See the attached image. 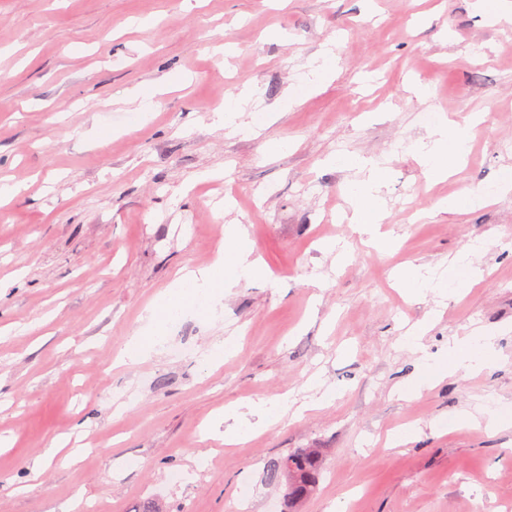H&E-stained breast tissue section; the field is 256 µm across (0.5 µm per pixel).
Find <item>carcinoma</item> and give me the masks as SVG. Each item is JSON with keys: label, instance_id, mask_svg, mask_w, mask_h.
Instances as JSON below:
<instances>
[{"label": "carcinoma", "instance_id": "obj_1", "mask_svg": "<svg viewBox=\"0 0 512 512\" xmlns=\"http://www.w3.org/2000/svg\"><path fill=\"white\" fill-rule=\"evenodd\" d=\"M322 458L316 448H304L265 462V477L285 487L288 512L316 490Z\"/></svg>", "mask_w": 512, "mask_h": 512}]
</instances>
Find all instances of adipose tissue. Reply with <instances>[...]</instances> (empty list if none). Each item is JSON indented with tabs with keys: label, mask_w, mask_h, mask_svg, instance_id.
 <instances>
[{
	"label": "adipose tissue",
	"mask_w": 512,
	"mask_h": 512,
	"mask_svg": "<svg viewBox=\"0 0 512 512\" xmlns=\"http://www.w3.org/2000/svg\"><path fill=\"white\" fill-rule=\"evenodd\" d=\"M468 142L467 127L450 125L448 118L443 116L434 126L430 140L415 142L414 149L429 176L443 179L456 173L465 160L469 152ZM340 163L347 168L366 172V179L355 183L350 192V221L360 233L367 236L372 248L386 250L390 240L379 231L386 218L380 196V186L385 179L384 167L356 155L343 157ZM259 271L260 260L254 257L248 244L245 225H225L224 243L219 247L214 262L204 268L180 270L172 286L153 299L147 308L149 334L130 336L116 359L117 364L135 361L150 352L163 339L167 327L179 321L187 308L210 310L223 297L225 290L235 287L240 279L257 275ZM496 340L494 332L482 330L476 335L449 341L450 364L425 372L421 378L416 379L413 386L399 388V395L411 396L414 391L448 374L472 372L488 366L496 354ZM252 413L265 418L270 416L277 421L287 416L295 418L299 415L292 402L285 398L280 399L272 409L259 404L250 406L245 413L236 409L226 410L225 418L233 420L234 425L225 431V442H236L252 431L253 425L248 419Z\"/></svg>",
	"instance_id": "1"
}]
</instances>
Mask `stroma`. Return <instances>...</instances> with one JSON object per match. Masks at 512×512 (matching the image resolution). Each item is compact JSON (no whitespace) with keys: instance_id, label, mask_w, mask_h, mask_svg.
<instances>
[{"instance_id":"35a3bbf8","label":"stroma","mask_w":512,"mask_h":512,"mask_svg":"<svg viewBox=\"0 0 512 512\" xmlns=\"http://www.w3.org/2000/svg\"><path fill=\"white\" fill-rule=\"evenodd\" d=\"M330 40L335 75L289 103ZM232 97L249 98L260 136L214 123ZM427 112L474 119L465 163L440 181L409 150ZM346 154L387 169L391 251L337 221L362 178L337 164ZM511 171L512 23L475 0H0V185L21 186L0 199V512H64L75 495L101 512L149 498L284 512L264 465L296 448L323 455L298 512H512V191L437 206ZM233 222L266 275L114 367L153 298L178 270L209 266ZM334 239L350 249L337 269ZM477 239L474 283L450 261ZM442 262L447 297L393 284L395 270ZM419 328L420 353L405 344ZM477 328L499 335L493 366L399 397L423 356L445 359ZM226 340L232 353L204 366ZM314 374L329 403L270 426L251 416L233 444L214 435L224 410L306 401ZM482 400L500 430L462 423ZM83 429L87 447L28 480L35 451Z\"/></svg>"}]
</instances>
